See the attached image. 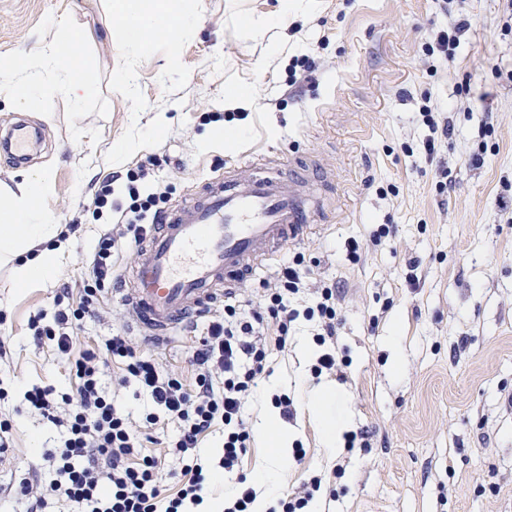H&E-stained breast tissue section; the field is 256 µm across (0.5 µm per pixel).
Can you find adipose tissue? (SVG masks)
<instances>
[{"mask_svg": "<svg viewBox=\"0 0 512 512\" xmlns=\"http://www.w3.org/2000/svg\"><path fill=\"white\" fill-rule=\"evenodd\" d=\"M72 69V58L56 50L24 69L18 68L13 58L0 57V74L17 84L13 101L19 107L48 89L63 91L75 104H82L88 85L75 78ZM53 192L54 184L47 175L27 176L17 193L0 204V262L10 265L14 286L51 280L64 256L66 244L60 241V228L46 206Z\"/></svg>", "mask_w": 512, "mask_h": 512, "instance_id": "1", "label": "adipose tissue"}]
</instances>
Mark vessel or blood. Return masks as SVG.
<instances>
[{
    "mask_svg": "<svg viewBox=\"0 0 512 512\" xmlns=\"http://www.w3.org/2000/svg\"><path fill=\"white\" fill-rule=\"evenodd\" d=\"M306 180L294 165L272 174L260 164L248 176L232 165L222 182L164 214L118 288L138 334L150 342L169 340L243 284L258 261L300 241L313 222Z\"/></svg>",
    "mask_w": 512,
    "mask_h": 512,
    "instance_id": "1",
    "label": "vessel or blood"
}]
</instances>
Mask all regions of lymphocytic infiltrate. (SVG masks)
Listing matches in <instances>:
<instances>
[{"label":"lymphocytic infiltrate","instance_id":"lymphocytic-infiltrate-1","mask_svg":"<svg viewBox=\"0 0 512 512\" xmlns=\"http://www.w3.org/2000/svg\"><path fill=\"white\" fill-rule=\"evenodd\" d=\"M128 197L115 224L102 231L88 258L89 274L77 303L59 307L52 323L31 322L34 344L65 358L79 389L71 396L45 385L24 394L27 412L63 430L60 446L43 455L49 464L47 476H15L10 492L24 504L25 512H47L53 497L85 504L89 512H188L189 507L202 505L206 478L197 454L202 440L213 428L222 427L220 466L228 473L238 469L250 439L244 405L271 350L286 349L291 324L300 314L290 309L289 298L304 287L305 276L297 262L285 260L274 283L265 284L258 308L234 303L211 313L207 332L191 357L196 372L191 387L125 333L113 334L93 348L78 346L82 321L97 315L104 293L119 277L124 260L121 239L139 243L160 216L158 194L144 196L132 186ZM266 322L273 325V335L260 332V324ZM116 360L125 366V381L149 392L157 407L156 413L146 416V426L163 417L177 423L169 443L183 462L176 492H168L159 481L160 461L143 454L141 432L129 415L101 392V375Z\"/></svg>","mask_w":512,"mask_h":512}]
</instances>
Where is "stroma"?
I'll use <instances>...</instances> for the list:
<instances>
[{"instance_id": "stroma-1", "label": "stroma", "mask_w": 512, "mask_h": 512, "mask_svg": "<svg viewBox=\"0 0 512 512\" xmlns=\"http://www.w3.org/2000/svg\"><path fill=\"white\" fill-rule=\"evenodd\" d=\"M159 9L164 26L179 33L142 46L114 0H0V54L23 68L80 33L76 70L91 87L79 106L51 92L19 109L4 106L14 86L0 79V131L22 120L42 139L30 164L0 156V196L39 171L54 183L47 206L58 224L82 219L53 280L15 287L0 269V337L10 349L0 363L8 393L0 420L14 425L20 464L60 440L37 416L19 412L25 390L45 383L76 391L68 363L32 344L28 321L51 322L61 289L86 279L103 224L81 209L99 183L113 177L117 200L126 199L129 183L143 194L159 186L172 207L232 163L298 160L318 200L314 225L234 298L258 308L263 281L280 261L301 257L308 277L343 296L344 374L312 375L322 352L318 323L297 318L287 349L271 352L243 410L248 428L264 422L287 435L288 466L271 474L274 449L254 437L240 474L271 506L318 476L319 512H512V31L505 27L512 0H300L288 13L282 0H196L183 29L179 0ZM261 19L264 30L248 29ZM459 25L452 58L430 53L440 31ZM124 72L134 77L127 91L115 84ZM427 110L451 126L430 154ZM230 130L235 139L222 140ZM136 132L140 149L118 154ZM149 156L159 163L146 181L138 167ZM384 224L390 233L382 237ZM129 322L109 291L77 342L96 346ZM204 333L187 328L145 351L189 379ZM122 375L109 364L102 390L143 421L156 407ZM326 385L344 399L350 420L333 451L309 407L310 392ZM284 393L294 401L289 420L272 401ZM175 432L161 422L143 444L161 457L159 476L172 492L182 479L180 460L166 449ZM223 442L217 429L199 449L209 482L204 512L223 504L236 483L218 466Z\"/></svg>"}]
</instances>
